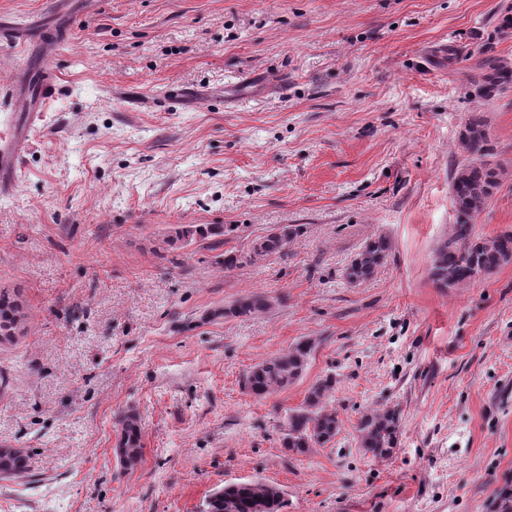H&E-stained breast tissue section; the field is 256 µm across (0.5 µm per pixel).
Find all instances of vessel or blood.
<instances>
[{
  "label": "vessel or blood",
  "instance_id": "obj_1",
  "mask_svg": "<svg viewBox=\"0 0 512 512\" xmlns=\"http://www.w3.org/2000/svg\"><path fill=\"white\" fill-rule=\"evenodd\" d=\"M12 44L18 54L29 60L19 86L0 91V103L12 109L15 124L0 135V193L13 192L18 170L30 136L45 118L44 107L56 92L57 78L49 62L48 46L34 43L24 28L10 23L0 24V43Z\"/></svg>",
  "mask_w": 512,
  "mask_h": 512
}]
</instances>
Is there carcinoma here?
Here are the masks:
<instances>
[{
  "label": "carcinoma",
  "mask_w": 512,
  "mask_h": 512,
  "mask_svg": "<svg viewBox=\"0 0 512 512\" xmlns=\"http://www.w3.org/2000/svg\"><path fill=\"white\" fill-rule=\"evenodd\" d=\"M478 73L468 76L474 96L491 99L512 87V63L500 58L481 60ZM459 147L464 159L450 183V194L456 220L450 225L448 238L435 249L429 276L438 288H454L484 278L504 264L512 262V232L492 237L475 234L474 220L482 212L501 185L503 170L494 161L495 153L486 123L477 114L466 120L459 133ZM299 227L285 226L260 239L250 252H224V268L283 252L298 235ZM198 235L224 243V225L205 224L181 230L182 238ZM391 244L384 236L367 241L345 268V278L351 285L369 281L389 255ZM272 302L264 294L239 298L224 307L226 317H251L271 309ZM25 319L19 301L0 291V342L12 341ZM312 346L299 341L287 351L276 354L254 366L244 385L249 393L263 397L284 389L303 374ZM336 380L331 375L310 387L304 403L288 412L282 447L302 453L315 444L332 442L340 431L341 421L331 405L330 393ZM115 423L119 430L117 457L126 468L135 467L142 458L143 443L139 417L132 411H121ZM356 430L360 447L375 457L389 456L398 447L399 413L387 408L362 415ZM0 467L22 477L27 472V454L0 459ZM284 491L260 480L226 485L208 496L202 512H282Z\"/></svg>",
  "instance_id": "carcinoma-1"
}]
</instances>
